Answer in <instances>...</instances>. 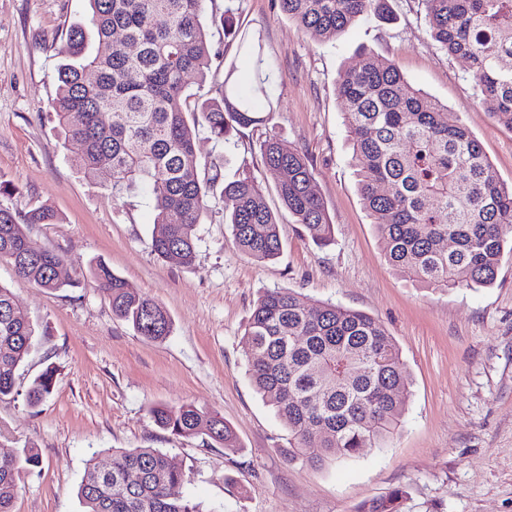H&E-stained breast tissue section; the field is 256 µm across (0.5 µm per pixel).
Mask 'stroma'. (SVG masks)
Returning <instances> with one entry per match:
<instances>
[{"mask_svg": "<svg viewBox=\"0 0 512 512\" xmlns=\"http://www.w3.org/2000/svg\"><path fill=\"white\" fill-rule=\"evenodd\" d=\"M389 3L394 23L370 17L320 43L277 0H205V17L232 10L259 39L274 102L266 128L308 157L335 241L317 247L284 212L281 257L255 261L236 250L216 201L198 226L196 261L186 267L152 252L154 208L146 193L116 202L77 170L48 108L58 49L88 0H0V182L17 189L6 201L16 216L38 204L61 214L60 223L27 232L64 256L72 282L47 291L0 262V283L36 331L13 394L0 399V437L41 458L19 482L13 512H81L77 490L87 461L108 465L116 448L167 451L189 476L184 494L203 512H355L396 489L407 497L406 512H512V261H503L491 287L445 294L395 274L357 191L336 78L362 49L392 60L445 107L448 123L473 132L507 184L512 131L496 121L493 103L474 96L467 61L431 39L422 0ZM207 32L218 56L206 81L191 83L192 93L210 97L232 66L238 95L250 96L237 40L213 23ZM261 138L248 127L219 144L203 132L197 149L225 178L250 171L275 208ZM93 260L163 306L170 335L150 340L115 318L89 273ZM274 288L364 311L393 337L412 385L403 426L387 447L319 468L288 462V430L255 392L244 354L253 305ZM49 367L53 391L30 407L27 390ZM184 403L223 415L236 450L155 425L151 406Z\"/></svg>", "mask_w": 512, "mask_h": 512, "instance_id": "35a3bbf8", "label": "stroma"}]
</instances>
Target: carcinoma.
<instances>
[{
    "label": "carcinoma",
    "mask_w": 512,
    "mask_h": 512,
    "mask_svg": "<svg viewBox=\"0 0 512 512\" xmlns=\"http://www.w3.org/2000/svg\"><path fill=\"white\" fill-rule=\"evenodd\" d=\"M85 21L71 25L59 51L55 113L63 146L84 175L102 180L119 201L144 188L154 200L151 248L190 266L197 225L210 200L224 203V223L241 253L260 262L280 257L279 213L264 190L243 173L226 181L202 174L199 128L217 142L265 117L269 66L261 47L236 28L232 14L212 23L238 38L252 56L254 98L233 95L230 69L214 95L199 102L187 77L203 81L215 56L205 30L204 0H88ZM282 13L319 42L336 39L355 22L392 20L388 0H278ZM432 39L449 56L469 62L477 97L495 103L493 115L512 130V0H424ZM97 38L88 51L87 32ZM341 70L336 97L349 129L357 187L388 264L431 291L487 288L504 254H512V186L505 185L469 130L448 124L442 107L407 83L390 59L366 50ZM265 167L276 176L279 204L320 247L334 242V224L313 189L308 158L274 132L260 142ZM39 205L18 219L0 203V262L35 286L57 291L64 258L33 241L29 224H54ZM89 271L112 314L148 339L171 332L167 311L128 286L100 260ZM34 330L0 284V398L13 393L15 373ZM252 384L288 428V461L320 467L383 448L397 434L411 379L394 339L371 315L329 302H303L293 291H265L245 330ZM54 371L36 377L27 393L36 407L52 392ZM163 430L236 447L218 412L192 404L155 405ZM40 464L29 449L0 442V512H12L22 474ZM186 473L158 448L119 449L104 470L88 465L78 488L82 512H199L182 487ZM405 493L360 504L356 512H403Z\"/></svg>",
    "instance_id": "carcinoma-1"
}]
</instances>
